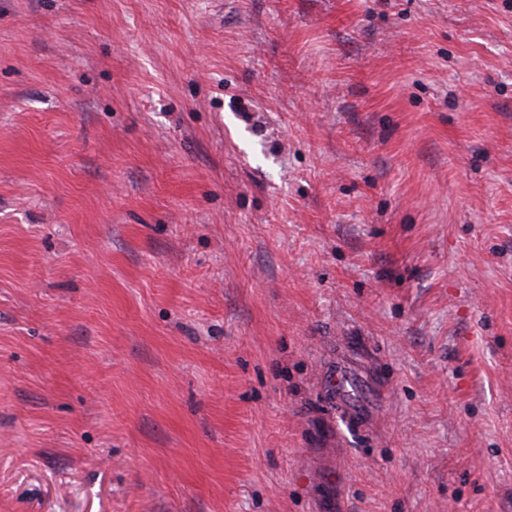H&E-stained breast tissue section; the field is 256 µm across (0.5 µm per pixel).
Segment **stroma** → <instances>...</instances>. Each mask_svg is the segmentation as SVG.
Wrapping results in <instances>:
<instances>
[{"label": "stroma", "mask_w": 512, "mask_h": 512, "mask_svg": "<svg viewBox=\"0 0 512 512\" xmlns=\"http://www.w3.org/2000/svg\"><path fill=\"white\" fill-rule=\"evenodd\" d=\"M0 512H512V0H0Z\"/></svg>", "instance_id": "1"}]
</instances>
